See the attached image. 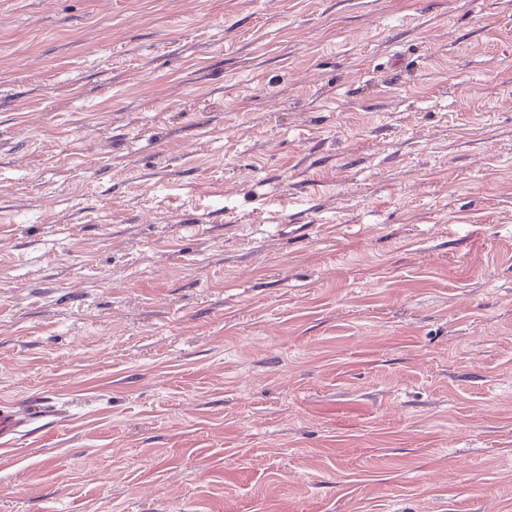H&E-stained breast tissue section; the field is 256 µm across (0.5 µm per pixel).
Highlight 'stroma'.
Listing matches in <instances>:
<instances>
[{"label":"stroma","instance_id":"obj_1","mask_svg":"<svg viewBox=\"0 0 512 512\" xmlns=\"http://www.w3.org/2000/svg\"><path fill=\"white\" fill-rule=\"evenodd\" d=\"M0 512H512V0H0ZM28 420L10 409H0V452L10 449L12 442L27 432Z\"/></svg>","mask_w":512,"mask_h":512}]
</instances>
